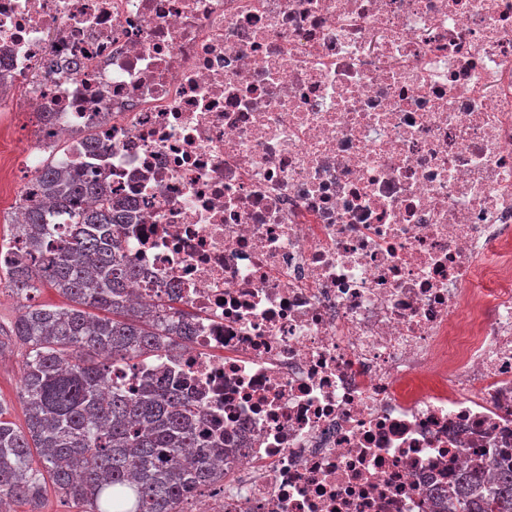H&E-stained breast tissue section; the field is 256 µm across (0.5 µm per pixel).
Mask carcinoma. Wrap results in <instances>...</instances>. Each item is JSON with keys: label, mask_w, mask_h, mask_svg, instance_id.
Here are the masks:
<instances>
[{"label": "carcinoma", "mask_w": 512, "mask_h": 512, "mask_svg": "<svg viewBox=\"0 0 512 512\" xmlns=\"http://www.w3.org/2000/svg\"><path fill=\"white\" fill-rule=\"evenodd\" d=\"M36 190L0 248V288L29 300L47 284L68 304L28 305L12 327L27 348L25 427L0 404V506L36 507L50 485L79 512H186L190 491L229 472L212 461L200 404L154 368L189 342V313L173 289L132 299L141 270L118 230L124 199L53 159ZM431 493L456 512H512V466L497 463L487 486L474 465Z\"/></svg>", "instance_id": "carcinoma-1"}]
</instances>
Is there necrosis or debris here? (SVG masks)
<instances>
[{
  "instance_id": "obj_1",
  "label": "necrosis or debris",
  "mask_w": 512,
  "mask_h": 512,
  "mask_svg": "<svg viewBox=\"0 0 512 512\" xmlns=\"http://www.w3.org/2000/svg\"><path fill=\"white\" fill-rule=\"evenodd\" d=\"M130 202L236 454L188 512H443L512 459V0H0V112ZM102 149L83 151L85 135Z\"/></svg>"
}]
</instances>
